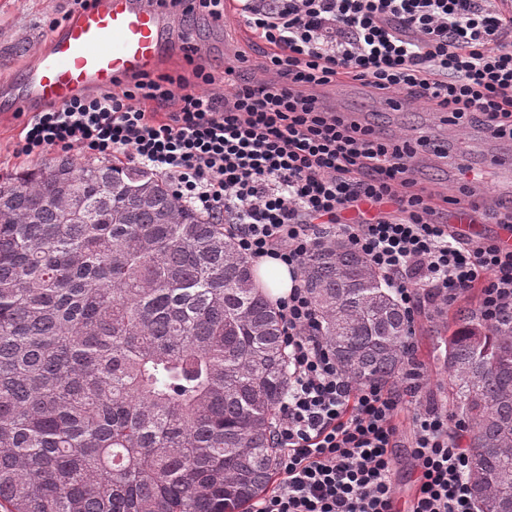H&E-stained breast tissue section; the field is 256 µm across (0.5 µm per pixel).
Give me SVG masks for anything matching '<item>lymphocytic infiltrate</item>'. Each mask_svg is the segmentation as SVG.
Listing matches in <instances>:
<instances>
[{"mask_svg":"<svg viewBox=\"0 0 512 512\" xmlns=\"http://www.w3.org/2000/svg\"><path fill=\"white\" fill-rule=\"evenodd\" d=\"M505 0H244L245 25L270 46L271 80L225 59L202 87L145 75L31 113L16 155L75 149L124 158L169 182L182 205L224 223L242 255L302 270L336 229L368 256L408 316L443 310L471 290L488 326L512 321V250L454 230L417 178V149L325 106L317 92L346 77L370 94H401L512 139V10ZM223 81V93L209 85ZM478 173L451 205L512 228ZM290 359L275 425L279 481L251 512H397L393 450L404 394L352 384L319 334L305 288L278 303ZM467 424L428 405L411 416L414 488L407 512H478L469 483Z\"/></svg>","mask_w":512,"mask_h":512,"instance_id":"obj_1","label":"lymphocytic infiltrate"}]
</instances>
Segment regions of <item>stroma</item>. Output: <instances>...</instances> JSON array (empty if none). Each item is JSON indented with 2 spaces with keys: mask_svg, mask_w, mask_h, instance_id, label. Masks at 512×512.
Masks as SVG:
<instances>
[{
  "mask_svg": "<svg viewBox=\"0 0 512 512\" xmlns=\"http://www.w3.org/2000/svg\"><path fill=\"white\" fill-rule=\"evenodd\" d=\"M70 8L69 0H0V180L23 169L29 161L14 158L12 150L25 121L14 101L22 68L47 44L54 33L52 19L62 17ZM237 22H223L207 14H198L187 31L186 40H166L156 75L183 78L188 87H197L194 71L198 65L221 64L225 55L238 51ZM343 109L373 114L382 132L388 136L429 134L431 155L424 170L435 187L448 179L445 158L462 156L470 167L486 172L490 158L512 154V142L485 135L483 126L473 123L461 128L444 125L443 115L428 118L424 109L412 106L399 112L379 110L375 101L363 92H350L342 100ZM494 177L482 185L490 199H497ZM452 312L441 315L422 311L416 317L415 358L423 372L421 402L447 405L448 370L443 360L445 338Z\"/></svg>",
  "mask_w": 512,
  "mask_h": 512,
  "instance_id": "obj_1",
  "label": "stroma"
}]
</instances>
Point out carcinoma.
I'll return each mask as SVG.
<instances>
[{
  "mask_svg": "<svg viewBox=\"0 0 512 512\" xmlns=\"http://www.w3.org/2000/svg\"><path fill=\"white\" fill-rule=\"evenodd\" d=\"M303 280L353 383L395 385L408 322L331 238ZM448 395L480 512L512 507V324L456 313ZM289 358L224 225L149 172L56 158L0 184V512H245L267 488Z\"/></svg>",
  "mask_w": 512,
  "mask_h": 512,
  "instance_id": "1",
  "label": "carcinoma"
}]
</instances>
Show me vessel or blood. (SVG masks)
Returning a JSON list of instances; mask_svg holds the SVG:
<instances>
[{"mask_svg":"<svg viewBox=\"0 0 512 512\" xmlns=\"http://www.w3.org/2000/svg\"><path fill=\"white\" fill-rule=\"evenodd\" d=\"M172 31L154 0H92L24 67L18 100L58 106L152 72Z\"/></svg>","mask_w":512,"mask_h":512,"instance_id":"obj_1","label":"vessel or blood"}]
</instances>
